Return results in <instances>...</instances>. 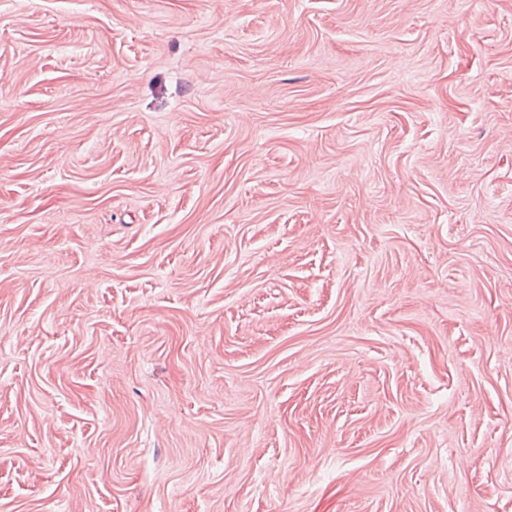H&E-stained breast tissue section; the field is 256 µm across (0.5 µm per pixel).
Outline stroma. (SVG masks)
Returning a JSON list of instances; mask_svg holds the SVG:
<instances>
[{
    "mask_svg": "<svg viewBox=\"0 0 512 512\" xmlns=\"http://www.w3.org/2000/svg\"><path fill=\"white\" fill-rule=\"evenodd\" d=\"M0 512H512V0H0Z\"/></svg>",
    "mask_w": 512,
    "mask_h": 512,
    "instance_id": "35a3bbf8",
    "label": "stroma"
}]
</instances>
